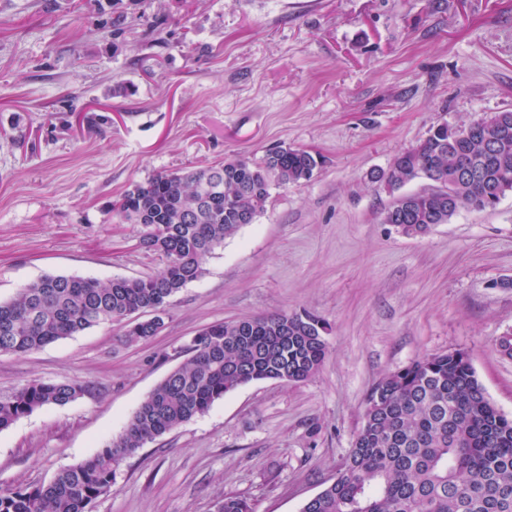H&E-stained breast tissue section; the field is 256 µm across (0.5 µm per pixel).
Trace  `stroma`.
Segmentation results:
<instances>
[{
    "label": "stroma",
    "mask_w": 512,
    "mask_h": 512,
    "mask_svg": "<svg viewBox=\"0 0 512 512\" xmlns=\"http://www.w3.org/2000/svg\"><path fill=\"white\" fill-rule=\"evenodd\" d=\"M510 109L512 0H0L1 301L43 275L158 272L135 226L105 211L157 173L278 145L321 160L225 239L157 335L132 342L106 323L0 354L1 396L88 386L0 431V489L107 446L206 326L272 313L327 324L320 370L227 393L124 459L92 512H218L227 494L301 512L348 457L372 386L453 349L512 416L498 347L512 331V194L406 237L382 223L395 192L373 178L432 127Z\"/></svg>",
    "instance_id": "obj_1"
}]
</instances>
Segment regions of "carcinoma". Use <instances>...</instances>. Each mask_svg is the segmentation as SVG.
<instances>
[{"label": "carcinoma", "instance_id": "cac0c4a2", "mask_svg": "<svg viewBox=\"0 0 512 512\" xmlns=\"http://www.w3.org/2000/svg\"><path fill=\"white\" fill-rule=\"evenodd\" d=\"M495 156L460 138L466 124H441L394 156L376 178L390 187L423 177L424 191L403 193L382 222L422 236L462 209L496 207L512 192V111L484 118ZM469 173H456L457 155ZM317 158L276 146L259 159L238 157L199 169L163 172L136 183L107 213L138 227V244L164 265L139 278L45 275L0 301V353L24 354L89 328L126 321L131 341L154 336L170 299L199 279L216 248L265 210L276 187L309 180ZM328 328L314 314L282 312L216 322L185 348L188 358L146 397L123 433L87 461L39 486L0 490V512H91L112 490L115 467L144 445L205 414L224 395L261 380L302 382L320 369ZM77 380L35 381L0 397V431L47 406L82 395ZM221 512H254L226 495ZM301 512H512V417L487 396L460 350L415 360L370 389L363 423L336 479Z\"/></svg>", "mask_w": 512, "mask_h": 512}]
</instances>
